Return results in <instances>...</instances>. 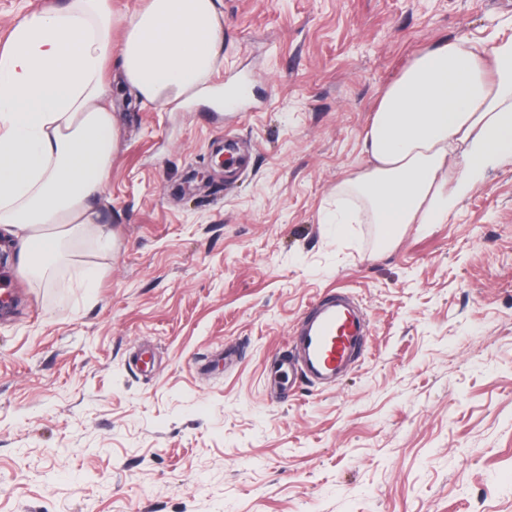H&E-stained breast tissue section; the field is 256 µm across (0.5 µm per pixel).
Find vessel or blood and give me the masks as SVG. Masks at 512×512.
<instances>
[{"mask_svg": "<svg viewBox=\"0 0 512 512\" xmlns=\"http://www.w3.org/2000/svg\"><path fill=\"white\" fill-rule=\"evenodd\" d=\"M367 329L350 292L320 294L301 316L290 342L289 374L312 384L338 383L352 371Z\"/></svg>", "mask_w": 512, "mask_h": 512, "instance_id": "b4317fda", "label": "vessel or blood"}]
</instances>
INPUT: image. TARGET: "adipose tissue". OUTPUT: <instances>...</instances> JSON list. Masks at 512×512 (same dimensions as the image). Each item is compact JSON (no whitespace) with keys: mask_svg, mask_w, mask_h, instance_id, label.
I'll return each instance as SVG.
<instances>
[{"mask_svg":"<svg viewBox=\"0 0 512 512\" xmlns=\"http://www.w3.org/2000/svg\"><path fill=\"white\" fill-rule=\"evenodd\" d=\"M120 43H113L115 26ZM224 43L215 0H65L23 17L0 52V228L18 265L44 278L62 245L95 234L116 127L105 65L137 98L206 94ZM366 169L336 186L327 224L378 225L388 245L409 224H443L488 172L512 165V33L483 45L444 38L384 87L362 139Z\"/></svg>","mask_w":512,"mask_h":512,"instance_id":"obj_1","label":"adipose tissue"}]
</instances>
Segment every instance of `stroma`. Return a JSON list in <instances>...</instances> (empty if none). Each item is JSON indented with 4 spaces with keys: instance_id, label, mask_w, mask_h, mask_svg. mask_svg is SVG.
<instances>
[{
    "instance_id": "35a3bbf8",
    "label": "stroma",
    "mask_w": 512,
    "mask_h": 512,
    "mask_svg": "<svg viewBox=\"0 0 512 512\" xmlns=\"http://www.w3.org/2000/svg\"><path fill=\"white\" fill-rule=\"evenodd\" d=\"M219 10L210 100L112 95L111 249L68 245L46 281L0 269V512H512V165L387 249L321 221L379 91L441 38L490 43L512 0ZM337 287L363 356L329 389L289 380L279 356Z\"/></svg>"
}]
</instances>
